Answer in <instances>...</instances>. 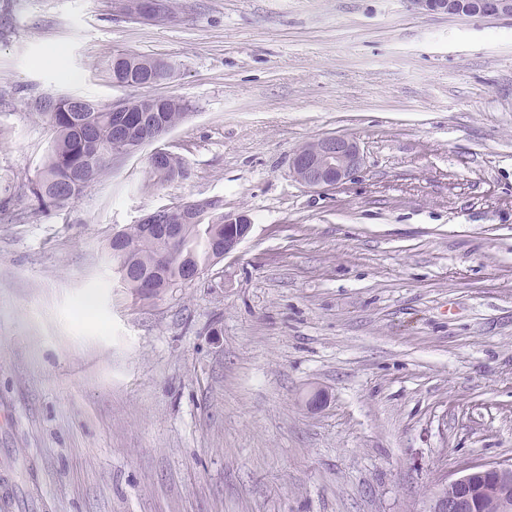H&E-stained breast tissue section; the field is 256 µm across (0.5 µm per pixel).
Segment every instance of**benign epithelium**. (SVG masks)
<instances>
[{"label":"benign epithelium","instance_id":"benign-epithelium-1","mask_svg":"<svg viewBox=\"0 0 512 512\" xmlns=\"http://www.w3.org/2000/svg\"><path fill=\"white\" fill-rule=\"evenodd\" d=\"M418 7L429 13L463 16H481L495 19L512 18V0H414ZM364 164V155L358 143L345 136H324L305 144L303 150L293 154L290 168L300 183L316 190H332L344 185ZM207 210L199 200L160 207L142 219L153 225V230L165 237H175L178 225L196 222ZM224 246L222 257L234 254L246 239L249 219L244 215L224 216ZM512 487V462H477L462 474L437 484L427 500L424 512H475L476 504L485 502V493L493 491L487 506L496 512H506L507 495L494 494L499 486Z\"/></svg>","mask_w":512,"mask_h":512}]
</instances>
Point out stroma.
<instances>
[{
    "instance_id": "obj_1",
    "label": "stroma",
    "mask_w": 512,
    "mask_h": 512,
    "mask_svg": "<svg viewBox=\"0 0 512 512\" xmlns=\"http://www.w3.org/2000/svg\"><path fill=\"white\" fill-rule=\"evenodd\" d=\"M0 0V512H424L512 461V19L410 0ZM164 57L191 114L77 200L30 187L35 98L140 96ZM354 138L313 190L296 150ZM183 179L150 186L155 147ZM207 197L252 224L192 284L140 299L113 233ZM157 69L161 70L167 79H170L175 66L163 57H146L128 52L112 57L110 72L113 82L118 86L145 88L149 86L139 85L136 83L135 77H142L144 74L150 75ZM297 151L291 158V172L300 183L316 190L341 187L364 164L358 143L345 136H324Z\"/></svg>"
}]
</instances>
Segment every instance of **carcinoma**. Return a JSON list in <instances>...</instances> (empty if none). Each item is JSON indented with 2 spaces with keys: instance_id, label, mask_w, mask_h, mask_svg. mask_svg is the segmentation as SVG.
Wrapping results in <instances>:
<instances>
[{
  "instance_id": "1",
  "label": "carcinoma",
  "mask_w": 512,
  "mask_h": 512,
  "mask_svg": "<svg viewBox=\"0 0 512 512\" xmlns=\"http://www.w3.org/2000/svg\"><path fill=\"white\" fill-rule=\"evenodd\" d=\"M161 70L171 78L175 66L163 57H146L134 53H120L112 57L111 76L121 87H136L135 78ZM71 96H43L36 99L33 108L54 132V139L38 182L30 192L38 205L61 195L63 203L78 199L89 187L81 183L80 174L88 169L91 180L100 178L108 169V158L113 156L112 126L125 121V113L112 111V106L85 99L82 112L67 111ZM130 113H137L148 121L172 130L187 116L188 105L180 98L167 97L161 103L151 96L124 100ZM149 175L153 184L171 182L184 176L183 158H170L167 170H162L154 159H149ZM224 236V208L209 211L201 220L184 225L181 238L171 243L159 236L141 231L133 224L125 231V251L122 261L130 276L120 277L122 285L140 298L148 294L139 288L143 277L154 284L155 291L172 288L192 269L205 270L220 261L213 249Z\"/></svg>"
}]
</instances>
